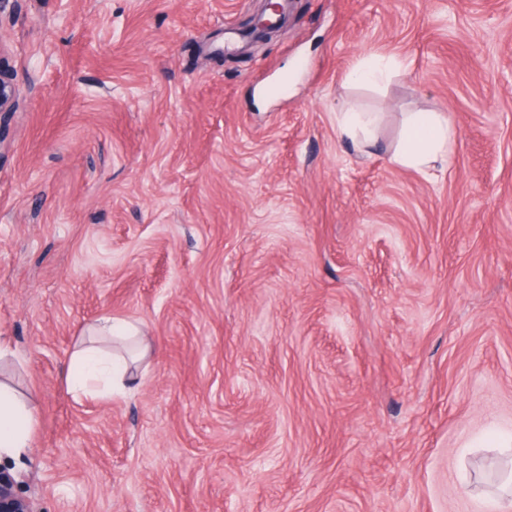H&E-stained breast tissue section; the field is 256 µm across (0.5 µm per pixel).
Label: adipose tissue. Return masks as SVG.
<instances>
[{
  "instance_id": "ef3b65f1",
  "label": "adipose tissue",
  "mask_w": 512,
  "mask_h": 512,
  "mask_svg": "<svg viewBox=\"0 0 512 512\" xmlns=\"http://www.w3.org/2000/svg\"><path fill=\"white\" fill-rule=\"evenodd\" d=\"M452 140L453 128L446 114L411 112L392 160L427 174L447 155ZM148 353L138 323L100 317L88 327L86 340L70 358L68 384L77 392L111 397L124 389L131 364L143 361ZM38 423V412L29 399L8 380H0V455L11 456L28 447Z\"/></svg>"
}]
</instances>
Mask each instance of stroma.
Returning <instances> with one entry per match:
<instances>
[{
	"mask_svg": "<svg viewBox=\"0 0 512 512\" xmlns=\"http://www.w3.org/2000/svg\"><path fill=\"white\" fill-rule=\"evenodd\" d=\"M9 0L0 456L38 512H489L512 442V0ZM383 57L376 86L348 73ZM352 107L378 143L336 135ZM446 113L444 166L391 162ZM152 353L64 369L101 316ZM87 339L71 355L67 381L76 392L112 399L125 388L130 365L143 361L149 344L137 322L102 316L87 329ZM38 424V412L29 399L8 380H0V455L28 448Z\"/></svg>",
	"mask_w": 512,
	"mask_h": 512,
	"instance_id": "35a3bbf8",
	"label": "stroma"
}]
</instances>
